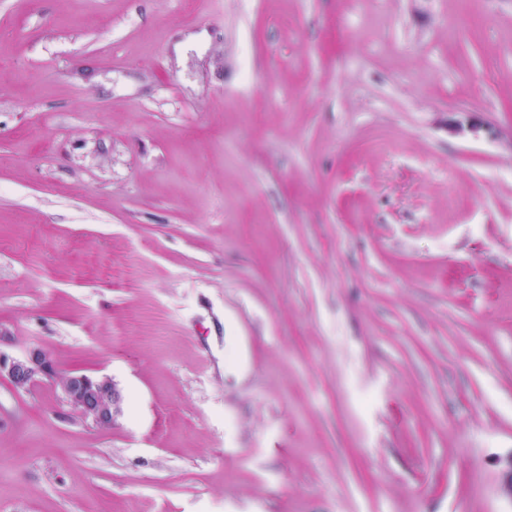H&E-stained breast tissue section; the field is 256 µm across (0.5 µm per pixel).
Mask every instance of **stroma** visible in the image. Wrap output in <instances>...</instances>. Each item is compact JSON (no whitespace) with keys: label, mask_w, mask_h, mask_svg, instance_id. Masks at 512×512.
I'll return each mask as SVG.
<instances>
[{"label":"stroma","mask_w":512,"mask_h":512,"mask_svg":"<svg viewBox=\"0 0 512 512\" xmlns=\"http://www.w3.org/2000/svg\"><path fill=\"white\" fill-rule=\"evenodd\" d=\"M0 329V512H512V0H0ZM0 377L16 390L28 391L49 381L57 382L59 374L49 356L40 347H29L22 355H8L0 350ZM60 391L71 411L99 428L111 427L121 411L120 393L109 376L74 371L62 377Z\"/></svg>","instance_id":"stroma-1"}]
</instances>
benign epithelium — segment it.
<instances>
[{
  "label": "benign epithelium",
  "instance_id": "1",
  "mask_svg": "<svg viewBox=\"0 0 512 512\" xmlns=\"http://www.w3.org/2000/svg\"><path fill=\"white\" fill-rule=\"evenodd\" d=\"M0 378L22 391L44 381H61L63 403L82 420L99 428L112 426L121 411V396L111 377L80 371L61 377L49 354L40 347H29L14 356L0 351Z\"/></svg>",
  "mask_w": 512,
  "mask_h": 512
}]
</instances>
